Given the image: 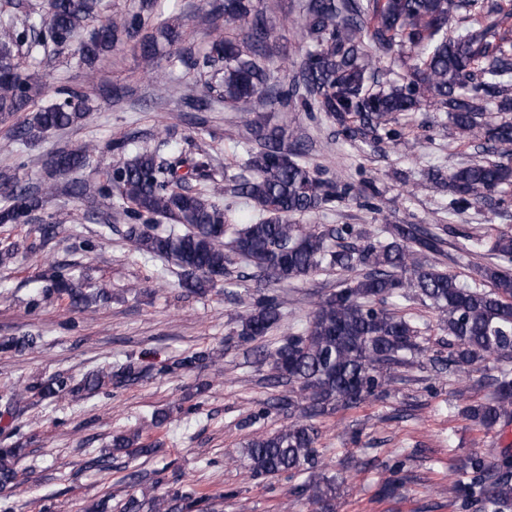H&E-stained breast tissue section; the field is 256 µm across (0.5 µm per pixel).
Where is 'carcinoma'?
I'll list each match as a JSON object with an SVG mask.
<instances>
[{
	"label": "carcinoma",
	"instance_id": "obj_1",
	"mask_svg": "<svg viewBox=\"0 0 512 512\" xmlns=\"http://www.w3.org/2000/svg\"><path fill=\"white\" fill-rule=\"evenodd\" d=\"M104 0H42L36 9L25 0L0 3V122L10 124L12 141L32 146L49 131L68 129L92 110L81 88L62 84L51 99L38 97L31 60L47 45L73 50L80 66L91 67L120 46L129 44L144 68L160 77L176 64L223 72L206 81L187 105L208 112L221 105L244 106L264 98L305 112H321L331 122L352 116V134L373 140L393 137L389 125L399 115L423 106L444 109L456 133L483 141L488 159L469 163L432 180L446 185L457 209L490 204L494 194L512 185V124L493 125L486 112H512V25L495 0H303L298 27L310 46L289 83L273 80L268 59L277 53L272 32L254 0H224L201 17L212 32L202 56H177L169 69L159 64L160 45L184 37V31L161 19L157 0H141L138 10L100 18ZM251 23L239 36L229 29ZM401 62V71L383 85L375 76L380 57ZM255 146L243 163L234 196L252 201L259 212L247 224L232 226L231 207L220 202L222 188L212 179L211 158H166L159 151H138L112 166L107 183L89 186L73 181L64 187L72 196L87 193L109 198L117 193L134 220L125 238L137 252L175 260L179 285L190 295H205L224 282L229 254L249 276L275 285L307 279L320 271H359L324 298L303 326L273 346L261 347L270 378L297 386L294 395L278 399L275 408L288 412L280 428L254 435L244 446L252 477L301 474L321 468L316 448L318 419L337 409L357 407L383 392L394 366L412 365L420 353L417 330L405 316L382 304L406 296L412 288L430 303L448 331V373L477 369L494 361H512V272L502 265L479 270L486 288L472 287L427 260L442 252L443 240L416 224H391L387 236L371 235L351 225L317 231L292 223L296 215L319 210L342 199L348 190L322 179L304 161L308 150L297 138L285 142L283 130L256 116L246 124ZM95 146L59 150L50 171L83 168ZM203 185L187 187L189 181ZM52 183L30 185L18 174L0 176V224H25L54 196ZM164 218L181 224V232L159 233L153 224ZM355 236L365 244L340 241ZM45 291L67 300L68 310L84 312L111 298L110 289L90 288L81 276L57 269ZM285 313L274 295L262 297L239 316L238 341L254 343L282 324ZM36 336H1L0 351L22 352L37 344ZM221 354L199 350L166 371L215 366ZM146 369L129 358L80 380L57 375L35 380L0 395L7 407L26 395L41 399L80 398L112 385L138 380ZM492 400L465 405L460 412L482 427L512 416V374L493 378ZM150 456L155 449L137 432L113 436L111 448L95 457L108 467L116 454ZM26 449L0 448V490L18 480V463ZM122 512H193L201 498L192 489L158 494V483L139 481ZM318 512H336L335 479L321 474L295 487ZM448 496L476 512H512V459L492 464L470 455L448 479Z\"/></svg>",
	"mask_w": 512,
	"mask_h": 512
}]
</instances>
